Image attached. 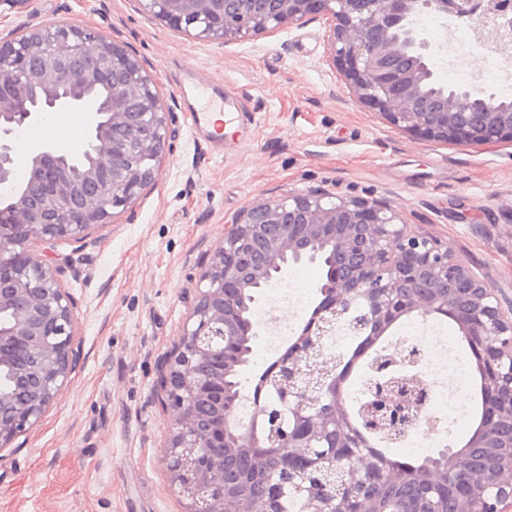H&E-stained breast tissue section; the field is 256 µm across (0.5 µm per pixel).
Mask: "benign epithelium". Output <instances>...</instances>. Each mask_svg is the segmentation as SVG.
Listing matches in <instances>:
<instances>
[{
  "instance_id": "benign-epithelium-1",
  "label": "benign epithelium",
  "mask_w": 512,
  "mask_h": 512,
  "mask_svg": "<svg viewBox=\"0 0 512 512\" xmlns=\"http://www.w3.org/2000/svg\"><path fill=\"white\" fill-rule=\"evenodd\" d=\"M145 13L181 34L229 42L307 18L330 21L329 46L344 66L360 101L404 129L445 142L483 146L512 137V98L477 84L447 89L427 64L430 43L414 19L428 13L479 25L485 49L512 54V0H139ZM121 70L102 100L100 75ZM173 106L162 102L155 80L130 48L100 32L69 22L51 28L20 25L0 34V374L14 383L0 389V452L37 423L58 397L77 362L73 349L77 303L64 287L63 268L48 265L35 244L81 241L112 221V211L138 198L168 143ZM86 115L89 139L76 155L25 139L61 112ZM28 141V174L16 157ZM327 259L331 272L317 285L321 300L303 339L289 346L264 381L284 389L294 425L283 432L276 414L255 399L268 420L272 448L288 449V482L317 471L328 488L312 512H336V485L376 480L399 484L359 435L343 421L336 395L335 355L319 341L346 326L355 301L367 314L357 329L385 336L399 320L445 315L478 352L487 409L498 431L476 432L472 446L491 465L462 473L459 450L445 471L428 481L462 482L493 495L475 510V496L458 498L453 512H506L512 505V412L500 397L512 393V306L502 307L495 289L479 280L440 241L407 231L387 202L339 196L324 188L290 192L244 208L224 227V241L207 258L204 287L186 297L189 319L162 369L158 387L172 412L165 449L172 484L186 512H262L253 502L226 494L224 449L252 448L247 433L230 426L233 406L224 404V367L241 365L230 351L251 332L247 313L259 289L288 278L304 260ZM391 363L421 368L407 348L387 350ZM362 408L375 427L402 435L390 412L407 429L431 433L436 417L415 402L416 392L393 380ZM213 411L201 423L197 408Z\"/></svg>"
}]
</instances>
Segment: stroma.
<instances>
[{"label":"stroma","mask_w":512,"mask_h":512,"mask_svg":"<svg viewBox=\"0 0 512 512\" xmlns=\"http://www.w3.org/2000/svg\"><path fill=\"white\" fill-rule=\"evenodd\" d=\"M69 21L125 43L174 102L168 148L137 200L83 242L37 243L77 302L80 360L34 426L0 453V512H184L163 460L171 413L155 393L182 332L186 289L224 226L254 202L322 186L387 201L418 234L447 243L512 303V141L466 146L392 125L352 94L326 20L228 43L192 38L139 0H17L0 30ZM201 77L246 109L214 150L177 84Z\"/></svg>","instance_id":"obj_1"}]
</instances>
